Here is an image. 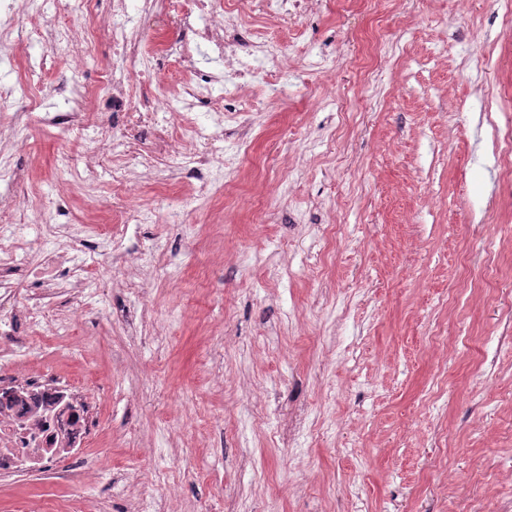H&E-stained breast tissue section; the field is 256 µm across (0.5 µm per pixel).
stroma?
<instances>
[{"label":"stroma","instance_id":"obj_1","mask_svg":"<svg viewBox=\"0 0 512 512\" xmlns=\"http://www.w3.org/2000/svg\"><path fill=\"white\" fill-rule=\"evenodd\" d=\"M128 6L141 52L117 64L106 41L47 61L0 41V76L26 88L0 107L13 124L0 190L24 173L29 202L0 232L29 240L36 213L52 216L85 280L47 299L54 327H22L25 350L0 351V371L80 385L96 462L89 478L79 459L0 478V512L25 496L42 512H134L144 497L170 512H512V350L498 346L512 197L478 121L481 97L512 84L495 0H287L259 26L296 85L261 109L256 85L226 99L248 153L214 130L213 150L239 156L235 189L217 180L199 197L162 154L129 165L145 193L102 269L97 228L124 193L112 164L91 171L83 156L113 112L87 106L80 140L49 125L65 80L107 87L146 69L175 100L224 67L199 40L186 57L151 52L181 30ZM377 29L385 56L366 100L357 63ZM490 48L495 66L464 67Z\"/></svg>","mask_w":512,"mask_h":512}]
</instances>
